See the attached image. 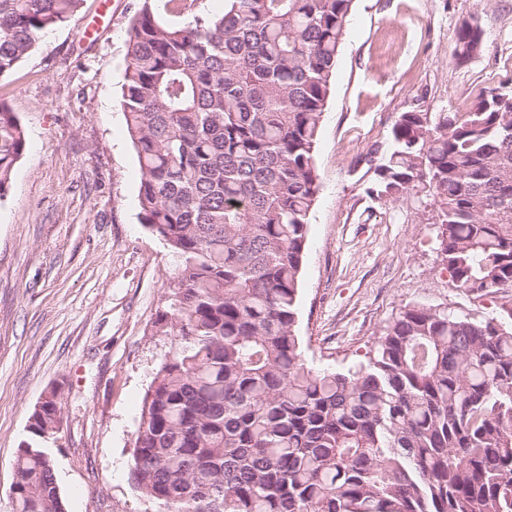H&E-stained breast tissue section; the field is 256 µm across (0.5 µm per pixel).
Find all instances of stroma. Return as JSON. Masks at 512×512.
Masks as SVG:
<instances>
[{
    "label": "stroma",
    "mask_w": 512,
    "mask_h": 512,
    "mask_svg": "<svg viewBox=\"0 0 512 512\" xmlns=\"http://www.w3.org/2000/svg\"><path fill=\"white\" fill-rule=\"evenodd\" d=\"M139 0H84L9 74L0 101L27 146L0 199V512L28 420L50 389L60 428L45 441L66 512H146L129 481L142 401L177 338L154 322L176 271L141 223L140 174L121 85ZM479 15L464 63L456 32ZM512 88V0H355L316 146L297 333L315 369H344L407 305L497 314L512 288H455L437 240L438 207L418 187L370 198L369 153L385 156L400 113L465 112Z\"/></svg>",
    "instance_id": "stroma-1"
}]
</instances>
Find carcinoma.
<instances>
[{
  "label": "carcinoma",
  "mask_w": 512,
  "mask_h": 512,
  "mask_svg": "<svg viewBox=\"0 0 512 512\" xmlns=\"http://www.w3.org/2000/svg\"><path fill=\"white\" fill-rule=\"evenodd\" d=\"M83 0H0V76ZM141 0L121 107L140 220L177 269L156 332L179 337L144 396L129 475L155 512H512V310L405 306L367 363L305 364L296 331L315 148L354 0H224L173 23ZM478 19L454 59L478 45ZM368 193L423 185L455 287H512V89L467 112L400 113ZM26 147L0 102V199ZM18 449L14 512H65L41 440Z\"/></svg>",
  "instance_id": "cac0c4a2"
}]
</instances>
